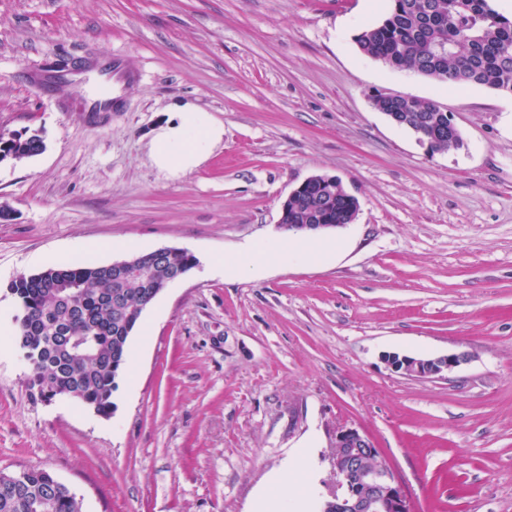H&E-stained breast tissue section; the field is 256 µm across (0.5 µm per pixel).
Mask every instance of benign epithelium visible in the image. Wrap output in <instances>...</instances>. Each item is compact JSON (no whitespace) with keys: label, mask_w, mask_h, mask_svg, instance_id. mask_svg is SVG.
<instances>
[{"label":"benign epithelium","mask_w":512,"mask_h":512,"mask_svg":"<svg viewBox=\"0 0 512 512\" xmlns=\"http://www.w3.org/2000/svg\"><path fill=\"white\" fill-rule=\"evenodd\" d=\"M315 183L329 191L336 186V177L315 175L298 184L282 204L280 225L288 221L289 204L305 197ZM470 359L467 351L419 357H398L388 352L382 355L387 368L395 374L440 380L448 379V373ZM332 439L335 451L330 463L336 475V490L325 500L329 512H410L402 484L366 433L341 426Z\"/></svg>","instance_id":"benign-epithelium-1"}]
</instances>
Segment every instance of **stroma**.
Returning a JSON list of instances; mask_svg holds the SVG:
<instances>
[{"instance_id": "35a3bbf8", "label": "stroma", "mask_w": 512, "mask_h": 512, "mask_svg": "<svg viewBox=\"0 0 512 512\" xmlns=\"http://www.w3.org/2000/svg\"><path fill=\"white\" fill-rule=\"evenodd\" d=\"M386 0H0V134L45 151L0 164V329L7 284L86 243L109 264L160 247L198 264L144 312L104 418L32 398L0 346V471H50L82 512H255L307 449L334 484L332 433L368 434L411 512H512V95L451 88L363 55ZM431 100L462 148L430 152L374 109ZM192 109L223 133L162 165ZM339 178L354 223L307 264L220 270L279 225L309 176ZM467 351L447 379L384 353Z\"/></svg>"}]
</instances>
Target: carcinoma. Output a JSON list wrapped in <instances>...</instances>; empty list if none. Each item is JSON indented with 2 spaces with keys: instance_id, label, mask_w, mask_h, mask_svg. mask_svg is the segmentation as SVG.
Instances as JSON below:
<instances>
[{
  "instance_id": "1",
  "label": "carcinoma",
  "mask_w": 512,
  "mask_h": 512,
  "mask_svg": "<svg viewBox=\"0 0 512 512\" xmlns=\"http://www.w3.org/2000/svg\"><path fill=\"white\" fill-rule=\"evenodd\" d=\"M359 50L392 69H411L454 85H480L512 95V15L493 0H389L385 16L356 36ZM384 115L402 116L431 152L460 149L459 130L436 102L375 96ZM33 133L12 142V154H37ZM358 208L342 184L294 203L290 224H348ZM140 277L117 282L106 264L63 262L7 284L17 304L16 349L27 354L32 397L65 395L99 416L114 409V393L127 368L130 337L144 310L168 287L169 273L190 270L197 258L173 249L162 261L134 254ZM15 490L0 489V512H82L76 494L51 472L23 467L10 473Z\"/></svg>"
}]
</instances>
